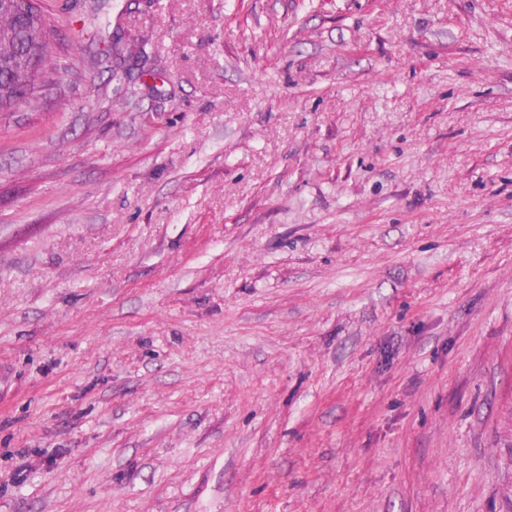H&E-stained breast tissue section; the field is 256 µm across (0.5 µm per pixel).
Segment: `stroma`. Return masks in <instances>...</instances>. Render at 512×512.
Listing matches in <instances>:
<instances>
[{
	"label": "stroma",
	"instance_id": "obj_1",
	"mask_svg": "<svg viewBox=\"0 0 512 512\" xmlns=\"http://www.w3.org/2000/svg\"><path fill=\"white\" fill-rule=\"evenodd\" d=\"M34 3L0 512H512V0Z\"/></svg>",
	"mask_w": 512,
	"mask_h": 512
}]
</instances>
